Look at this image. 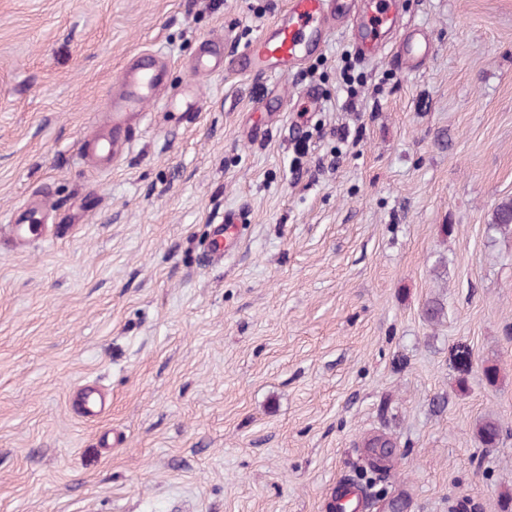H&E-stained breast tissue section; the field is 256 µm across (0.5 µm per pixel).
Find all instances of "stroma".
I'll return each mask as SVG.
<instances>
[{
    "label": "stroma",
    "mask_w": 512,
    "mask_h": 512,
    "mask_svg": "<svg viewBox=\"0 0 512 512\" xmlns=\"http://www.w3.org/2000/svg\"><path fill=\"white\" fill-rule=\"evenodd\" d=\"M286 2L0 0V512H327L377 440L403 512H512V0H404L422 69L347 64L340 31L263 111L265 82L195 71ZM146 52L165 100L96 171L83 143ZM231 209L241 247L209 261ZM69 402L78 416L88 420L99 419L108 406L106 396L95 385L76 387L70 394Z\"/></svg>",
    "instance_id": "35a3bbf8"
}]
</instances>
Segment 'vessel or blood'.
<instances>
[{"instance_id": "vessel-or-blood-1", "label": "vessel or blood", "mask_w": 512, "mask_h": 512, "mask_svg": "<svg viewBox=\"0 0 512 512\" xmlns=\"http://www.w3.org/2000/svg\"><path fill=\"white\" fill-rule=\"evenodd\" d=\"M346 24L352 27L350 44L361 63L374 62L389 47L397 69L415 71L432 53L428 40L406 31L402 0H288L280 18L260 37L234 52L225 51L221 43H210L194 67L200 73L221 70L228 75L281 78L319 54L334 31ZM164 77V69L149 54L125 68L122 91L113 97L108 120L92 139L95 165H111L129 140L132 119L154 100ZM240 221L239 213L225 212L223 222L213 226L207 240L208 257L220 259L236 248L234 228ZM69 402L78 416L88 420L99 419L108 406L104 393L94 385L76 387ZM332 505L337 512H364L367 499L351 486L336 492Z\"/></svg>"}]
</instances>
